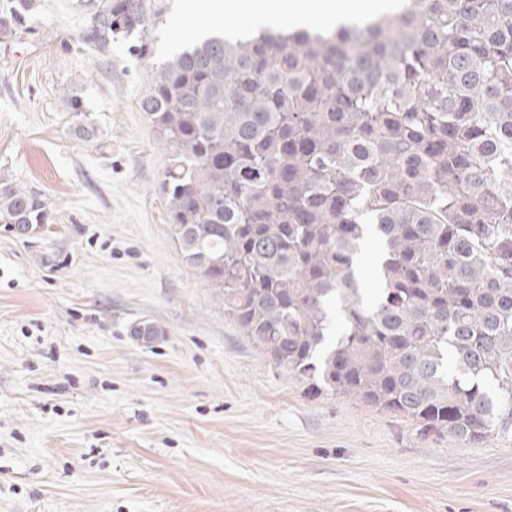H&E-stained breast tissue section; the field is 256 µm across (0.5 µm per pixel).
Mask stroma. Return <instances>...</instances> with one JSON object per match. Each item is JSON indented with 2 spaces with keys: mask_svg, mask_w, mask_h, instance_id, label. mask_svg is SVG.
Here are the masks:
<instances>
[{
  "mask_svg": "<svg viewBox=\"0 0 512 512\" xmlns=\"http://www.w3.org/2000/svg\"><path fill=\"white\" fill-rule=\"evenodd\" d=\"M145 2L143 54L84 45L87 0H34L0 43V177L51 216L24 239L0 224V512H512V429L424 440L311 397L182 260L139 100L209 16ZM142 321L162 336L135 341Z\"/></svg>",
  "mask_w": 512,
  "mask_h": 512,
  "instance_id": "obj_1",
  "label": "stroma"
}]
</instances>
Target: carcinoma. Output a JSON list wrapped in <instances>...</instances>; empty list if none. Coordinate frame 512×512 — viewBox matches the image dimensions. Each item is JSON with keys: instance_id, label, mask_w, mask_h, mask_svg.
I'll list each match as a JSON object with an SVG mask.
<instances>
[{"instance_id": "carcinoma-1", "label": "carcinoma", "mask_w": 512, "mask_h": 512, "mask_svg": "<svg viewBox=\"0 0 512 512\" xmlns=\"http://www.w3.org/2000/svg\"><path fill=\"white\" fill-rule=\"evenodd\" d=\"M89 2L101 55L150 21L144 0ZM139 107L183 261L274 366L424 438L512 426V0L191 38ZM49 220L0 178V224Z\"/></svg>"}]
</instances>
